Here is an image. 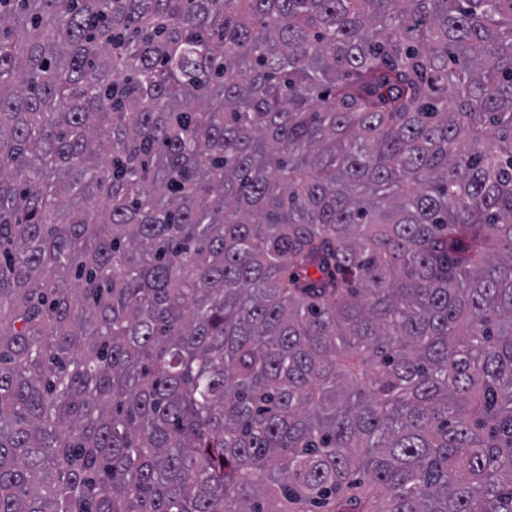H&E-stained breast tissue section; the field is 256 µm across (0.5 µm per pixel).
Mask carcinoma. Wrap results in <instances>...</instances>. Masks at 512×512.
Here are the masks:
<instances>
[{
	"mask_svg": "<svg viewBox=\"0 0 512 512\" xmlns=\"http://www.w3.org/2000/svg\"><path fill=\"white\" fill-rule=\"evenodd\" d=\"M0 512H512V0H0Z\"/></svg>",
	"mask_w": 512,
	"mask_h": 512,
	"instance_id": "1",
	"label": "carcinoma"
}]
</instances>
